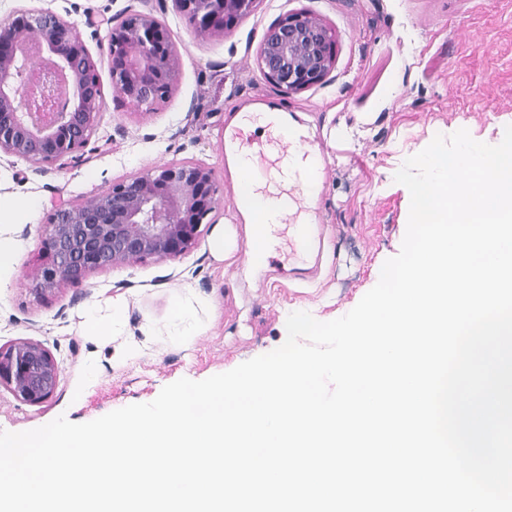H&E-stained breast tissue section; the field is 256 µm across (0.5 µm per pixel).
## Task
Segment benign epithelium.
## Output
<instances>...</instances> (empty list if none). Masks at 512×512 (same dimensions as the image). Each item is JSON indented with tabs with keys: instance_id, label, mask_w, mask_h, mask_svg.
Returning <instances> with one entry per match:
<instances>
[{
	"instance_id": "benign-epithelium-1",
	"label": "benign epithelium",
	"mask_w": 512,
	"mask_h": 512,
	"mask_svg": "<svg viewBox=\"0 0 512 512\" xmlns=\"http://www.w3.org/2000/svg\"><path fill=\"white\" fill-rule=\"evenodd\" d=\"M203 36L222 37L260 0H173ZM112 82L134 108L148 113L175 86L180 59L164 25L130 13L108 28ZM336 32L305 11L286 13L262 37L256 67L287 94L321 84L335 65ZM66 83V104L56 103ZM104 106L97 63L78 25L43 9L19 8L0 20V153L32 165L59 161L86 146ZM218 193L212 171L192 162L145 170L87 203L57 208L45 225L33 292L53 294L91 273L146 258L184 255L198 242ZM61 365L40 342L0 346V388L38 405L55 392Z\"/></svg>"
}]
</instances>
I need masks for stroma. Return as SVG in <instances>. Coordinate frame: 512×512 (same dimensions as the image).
I'll use <instances>...</instances> for the list:
<instances>
[{
  "mask_svg": "<svg viewBox=\"0 0 512 512\" xmlns=\"http://www.w3.org/2000/svg\"><path fill=\"white\" fill-rule=\"evenodd\" d=\"M24 5L82 23L105 105L76 157L35 167L0 156V197L33 203L10 227L17 249L0 288V346L37 341L62 366L42 404L0 388L4 431L61 415L86 423L152 402L179 379L230 371L283 344L294 308L322 322L347 314L401 249L410 193L394 176L404 161L438 134L464 129L492 142L512 124V0H261L216 38L198 36L172 0H0V19ZM295 10L335 29L336 62L322 84L287 95L260 79L256 55L265 30ZM136 11L163 23L180 57L176 87L148 113L113 87L107 53L106 20ZM89 15L95 26H85ZM260 98L269 111L296 113L331 162L314 210L331 250L317 279L269 282L255 302L260 273L243 245L236 262H221L211 242L216 230L235 238L245 224L224 171V122ZM178 161L209 167L219 188L213 221L190 252L102 269L46 297L32 292L29 272L55 207Z\"/></svg>",
  "mask_w": 512,
  "mask_h": 512,
  "instance_id": "1",
  "label": "stroma"
}]
</instances>
